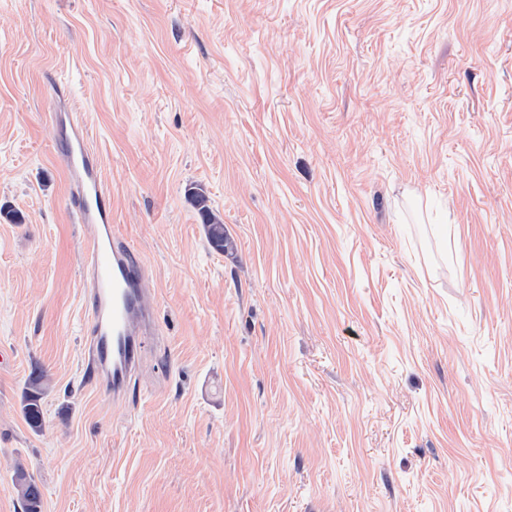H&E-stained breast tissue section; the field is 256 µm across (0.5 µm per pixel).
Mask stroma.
<instances>
[{
	"label": "stroma",
	"mask_w": 512,
	"mask_h": 512,
	"mask_svg": "<svg viewBox=\"0 0 512 512\" xmlns=\"http://www.w3.org/2000/svg\"><path fill=\"white\" fill-rule=\"evenodd\" d=\"M64 103L157 300L120 401ZM3 347L0 512L18 462L41 512H512V0H0ZM189 194L197 210L201 224L204 225L209 246L215 251L223 252L224 224H221V222L215 218L207 204V198L203 194L196 191H192ZM33 373L34 376L31 380V387L35 390L26 392L23 410L29 425L34 429H38L42 426L43 414L39 403L40 394L37 390H39L38 386L41 384L44 374L37 365H34Z\"/></svg>",
	"instance_id": "obj_1"
}]
</instances>
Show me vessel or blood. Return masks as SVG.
<instances>
[{
  "mask_svg": "<svg viewBox=\"0 0 512 512\" xmlns=\"http://www.w3.org/2000/svg\"><path fill=\"white\" fill-rule=\"evenodd\" d=\"M52 119L64 142L75 221L85 244L86 367L99 390L117 399L141 360L152 328L153 298L142 287L144 269L133 248L112 229L107 189L82 122L71 113L56 112Z\"/></svg>",
  "mask_w": 512,
  "mask_h": 512,
  "instance_id": "1",
  "label": "vessel or blood"
}]
</instances>
